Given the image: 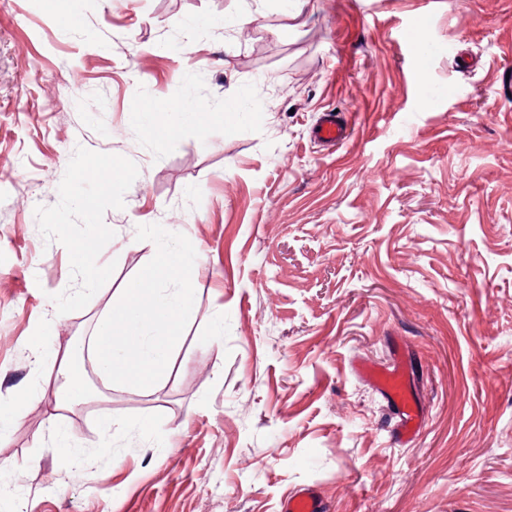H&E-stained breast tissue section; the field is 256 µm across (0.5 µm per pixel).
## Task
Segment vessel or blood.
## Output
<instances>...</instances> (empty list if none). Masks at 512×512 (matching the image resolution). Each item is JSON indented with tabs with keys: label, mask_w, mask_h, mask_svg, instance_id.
<instances>
[{
	"label": "vessel or blood",
	"mask_w": 512,
	"mask_h": 512,
	"mask_svg": "<svg viewBox=\"0 0 512 512\" xmlns=\"http://www.w3.org/2000/svg\"><path fill=\"white\" fill-rule=\"evenodd\" d=\"M315 136L334 146L348 138V126L335 112L329 111L323 113L315 128ZM358 370L376 386L394 409L398 417L397 438L412 440L423 426V417L412 397L403 364L398 362L390 367H378L363 363ZM281 512H328V506L314 488L303 487L284 500Z\"/></svg>",
	"instance_id": "vessel-or-blood-1"
}]
</instances>
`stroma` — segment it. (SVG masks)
<instances>
[{"label":"stroma","instance_id":"1","mask_svg":"<svg viewBox=\"0 0 512 512\" xmlns=\"http://www.w3.org/2000/svg\"><path fill=\"white\" fill-rule=\"evenodd\" d=\"M510 72L512 0H0V512H512ZM155 223L202 257L171 368L55 409L31 335L93 336ZM399 348L409 443L352 368ZM314 133L316 138L333 146L343 143L349 136L347 123L332 111L323 112ZM328 505L312 487H303L287 497L281 512H328Z\"/></svg>","mask_w":512,"mask_h":512}]
</instances>
